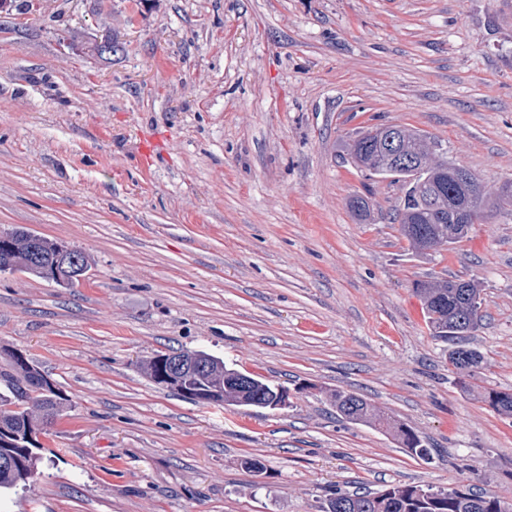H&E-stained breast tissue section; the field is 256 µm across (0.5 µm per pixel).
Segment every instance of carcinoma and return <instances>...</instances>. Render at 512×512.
<instances>
[{"instance_id":"cac0c4a2","label":"carcinoma","mask_w":512,"mask_h":512,"mask_svg":"<svg viewBox=\"0 0 512 512\" xmlns=\"http://www.w3.org/2000/svg\"><path fill=\"white\" fill-rule=\"evenodd\" d=\"M407 146L426 157L412 168H397L378 146L377 138L361 134L350 153L351 162L369 174L391 179L403 187L395 220L401 234L414 249L426 252L442 243L454 244L468 236L472 224L458 223V212L466 203L467 193L448 178V167L427 159L428 137L417 129H400ZM80 257L89 266L85 254L65 243L34 234L27 229L14 230L5 249H0V272H24L54 283L74 288L80 280L70 272L71 256ZM416 292L423 300L432 335L455 340L474 333L481 325L479 298L481 288L474 280L444 278L419 280ZM209 370L205 377L181 384L182 390L201 391L223 383L224 361L207 355ZM449 362L468 388L465 378L474 377L482 368V353L460 346L449 353ZM336 411L350 422L391 431L407 451L427 461L431 449L411 428L399 424L389 414L377 409L363 397L344 391L333 394ZM484 399L497 412L512 415V393L490 389ZM65 409L55 383L32 360L21 353H11L0 366V455L16 461V471L0 469V490L11 489L37 474L39 442L30 435L40 432L43 419L61 415ZM324 512H512V504L497 494L475 493L467 487L434 489L414 484L391 485L378 492L336 490Z\"/></svg>"}]
</instances>
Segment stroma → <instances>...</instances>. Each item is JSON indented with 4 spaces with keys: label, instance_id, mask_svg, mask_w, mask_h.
I'll return each instance as SVG.
<instances>
[{
    "label": "stroma",
    "instance_id": "35a3bbf8",
    "mask_svg": "<svg viewBox=\"0 0 512 512\" xmlns=\"http://www.w3.org/2000/svg\"><path fill=\"white\" fill-rule=\"evenodd\" d=\"M106 35L111 56L83 53ZM380 125L422 130L487 197L512 182V0L0 12V230L89 258L75 288L0 273V353L69 400L0 512H320L335 490L399 483L512 502V416L483 399L512 390V216L413 251L393 221L401 186L343 161ZM433 277L481 284L473 389L414 290ZM181 350L282 385L287 406L202 405L153 383L144 361ZM337 390L412 428L431 460L341 417Z\"/></svg>",
    "mask_w": 512,
    "mask_h": 512
}]
</instances>
